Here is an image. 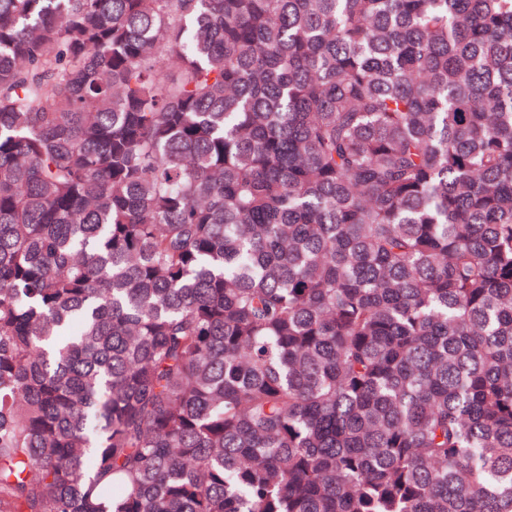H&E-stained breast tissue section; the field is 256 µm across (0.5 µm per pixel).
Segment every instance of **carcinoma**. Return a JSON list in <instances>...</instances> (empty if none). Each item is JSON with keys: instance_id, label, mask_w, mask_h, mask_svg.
I'll list each match as a JSON object with an SVG mask.
<instances>
[{"instance_id": "obj_1", "label": "carcinoma", "mask_w": 512, "mask_h": 512, "mask_svg": "<svg viewBox=\"0 0 512 512\" xmlns=\"http://www.w3.org/2000/svg\"><path fill=\"white\" fill-rule=\"evenodd\" d=\"M0 512H512V0H0Z\"/></svg>"}]
</instances>
